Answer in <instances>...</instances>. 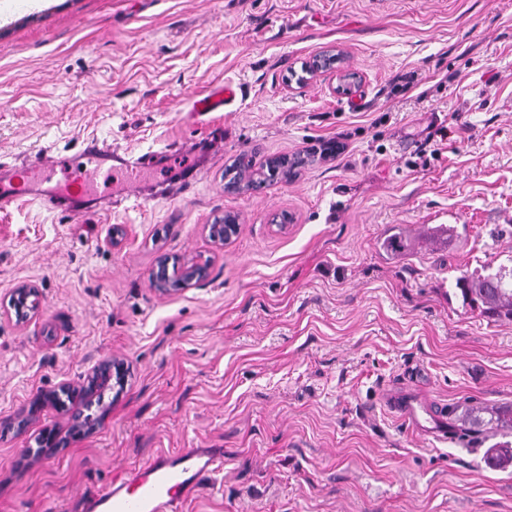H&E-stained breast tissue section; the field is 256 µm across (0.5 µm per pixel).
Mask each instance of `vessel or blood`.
I'll use <instances>...</instances> for the list:
<instances>
[{
    "instance_id": "obj_1",
    "label": "vessel or blood",
    "mask_w": 512,
    "mask_h": 512,
    "mask_svg": "<svg viewBox=\"0 0 512 512\" xmlns=\"http://www.w3.org/2000/svg\"><path fill=\"white\" fill-rule=\"evenodd\" d=\"M229 85H220L192 103L196 112L223 111L236 97ZM106 155L98 144H89L83 153L84 166L74 170L72 186L86 193L95 189L109 174L100 165ZM391 412L404 420L418 423L413 399L403 391L387 399ZM216 454L187 448L177 453H160L132 472L114 476L86 496L82 512H183L185 503L196 492L202 477L212 471Z\"/></svg>"
}]
</instances>
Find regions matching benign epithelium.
<instances>
[{
	"label": "benign epithelium",
	"instance_id": "obj_1",
	"mask_svg": "<svg viewBox=\"0 0 512 512\" xmlns=\"http://www.w3.org/2000/svg\"><path fill=\"white\" fill-rule=\"evenodd\" d=\"M204 229L208 232L211 241L224 245L238 234L239 225L206 224ZM210 265V259L195 257L180 266H171L169 259L162 256L150 272V282L155 291L167 293L174 284L190 285L204 279L208 275ZM11 305L15 311L16 321L24 323L38 313L39 294L30 285L20 284L12 293ZM125 376L126 366L122 359L114 357L102 362L93 368L86 383L79 389L63 383L53 391L38 393L24 411L7 423V428L23 433L46 406L53 405L67 412L68 434L91 431L95 427V421L92 415L86 413V410L95 403L96 392L112 380L117 384L123 383ZM67 442V434L59 430L46 431L37 440L38 449L24 448L22 456L26 459L36 457L56 448H62Z\"/></svg>",
	"mask_w": 512,
	"mask_h": 512
}]
</instances>
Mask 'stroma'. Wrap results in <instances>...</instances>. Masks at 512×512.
I'll use <instances>...</instances> for the list:
<instances>
[{"mask_svg":"<svg viewBox=\"0 0 512 512\" xmlns=\"http://www.w3.org/2000/svg\"><path fill=\"white\" fill-rule=\"evenodd\" d=\"M330 49L357 91L301 80ZM220 84L233 104L191 112ZM93 140L148 160L136 189L118 173L84 202L0 211V421L104 360L129 377L92 432L39 459L21 451L63 412L0 430V512H80L183 448L221 456L185 512H512V468L484 462L512 442V320L456 286L512 267V0H42L0 17V170L49 146L62 179ZM331 141L340 154L290 179L224 191L239 153ZM227 211L240 231L218 248L204 227ZM398 230L412 248L394 255ZM163 254L212 256L209 275L159 294ZM21 283L41 305L19 325ZM400 389L444 413L443 437L387 408Z\"/></svg>","mask_w":512,"mask_h":512,"instance_id":"obj_1","label":"stroma"}]
</instances>
